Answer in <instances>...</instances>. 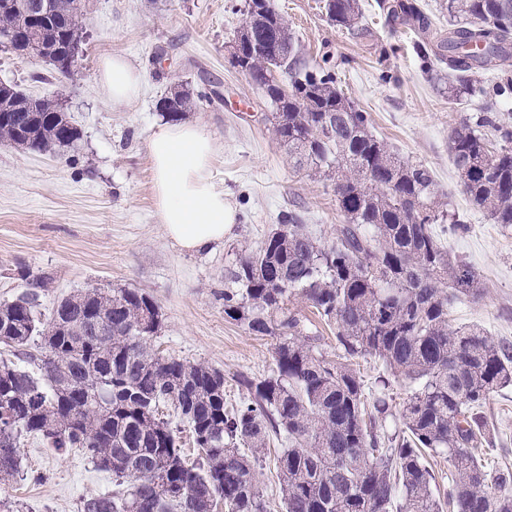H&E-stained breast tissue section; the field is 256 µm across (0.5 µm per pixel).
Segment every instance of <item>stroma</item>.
<instances>
[{"label": "stroma", "instance_id": "1", "mask_svg": "<svg viewBox=\"0 0 512 512\" xmlns=\"http://www.w3.org/2000/svg\"><path fill=\"white\" fill-rule=\"evenodd\" d=\"M82 52L71 76L44 61L0 49V82L59 101L77 127L74 150L35 153L0 144V302L14 300L31 276L51 278L41 313L59 298L97 288H137L161 308L153 343L161 355L203 363L224 374L227 405L244 396L239 375L261 378L274 366L275 338L250 335L224 315V272L257 248L288 211L300 213L322 242L344 221L332 182L295 171L272 133L271 107L231 63L229 49L245 22V0H82ZM300 56L327 62L338 87L371 115L373 131L411 162L425 164L463 228L436 233L448 253L475 272L479 298L458 300L456 324L480 325L512 345V228L493 223L462 191L450 156L453 128L476 116L483 98L448 101L447 79L423 73L409 49L383 57L398 36L377 0H360L371 36L353 37L330 22L323 0H273ZM127 56L145 74L131 106L93 91L103 56ZM201 93L190 118L207 123L223 145L215 179L238 207L230 236L210 251H179L155 211L147 141L162 121L156 102L176 83ZM485 438L475 454L487 467L512 470V386L483 408ZM21 470L0 482V512H82L91 494L111 495L112 474L77 448L22 438Z\"/></svg>", "mask_w": 512, "mask_h": 512}]
</instances>
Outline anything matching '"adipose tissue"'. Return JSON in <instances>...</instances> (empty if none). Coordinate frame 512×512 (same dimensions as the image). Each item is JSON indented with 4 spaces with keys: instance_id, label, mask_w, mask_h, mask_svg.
<instances>
[{
    "instance_id": "ef3b65f1",
    "label": "adipose tissue",
    "mask_w": 512,
    "mask_h": 512,
    "mask_svg": "<svg viewBox=\"0 0 512 512\" xmlns=\"http://www.w3.org/2000/svg\"><path fill=\"white\" fill-rule=\"evenodd\" d=\"M143 72L126 57L104 56L96 94L122 105L134 104ZM153 193L166 236L181 250L202 252L223 241L236 222V208L219 186L213 162L220 145L199 120L159 123L148 141Z\"/></svg>"
}]
</instances>
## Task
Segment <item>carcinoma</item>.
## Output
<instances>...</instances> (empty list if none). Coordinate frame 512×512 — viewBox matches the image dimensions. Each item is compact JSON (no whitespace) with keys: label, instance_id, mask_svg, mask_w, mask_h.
<instances>
[{"label":"carcinoma","instance_id":"carcinoma-1","mask_svg":"<svg viewBox=\"0 0 512 512\" xmlns=\"http://www.w3.org/2000/svg\"><path fill=\"white\" fill-rule=\"evenodd\" d=\"M47 24L0 8V39L61 46L79 35L77 0H48ZM393 30L415 36L423 71L448 69V100L485 97L481 77L512 58V0H444L448 28L434 25L418 0H379ZM328 19L365 35L358 0H330ZM237 35L268 41L238 61L265 92L276 139L288 162L334 183L345 218L326 244L290 211L258 248L239 254L224 275V315L255 336L278 338L275 369L243 376L248 391L224 402V373L155 352L161 329L156 301L135 288H97L57 300L48 325L36 316L45 276L0 303V344L38 363L36 378L0 362V480L20 471L19 444L40 435L53 448H82L112 472L119 490L90 496L84 512H267L258 467L270 436L284 442L276 469L285 512H512V471L493 475L473 454L484 436L482 409L512 386V349L478 325L456 326L451 307L480 294L471 268L441 245L434 225L461 228L438 201L431 170L395 154L372 131L369 113L336 87V73L298 65L288 23L271 2L245 0ZM480 43L474 51L470 44ZM288 76L292 95L280 92ZM16 112H0V141L31 151H68L79 139L59 104L9 87ZM194 106L187 86L162 97L157 110L174 122ZM512 131L491 107L451 135L453 165L472 205L496 224L512 226V147L492 150L482 133ZM306 301L336 328L346 358L371 356L403 378L410 393L400 420L385 430L389 405L369 399L349 365L319 351L303 316ZM187 420L197 457L189 462L162 404ZM446 455L454 474L434 494L425 455Z\"/></svg>","mask_w":512,"mask_h":512}]
</instances>
